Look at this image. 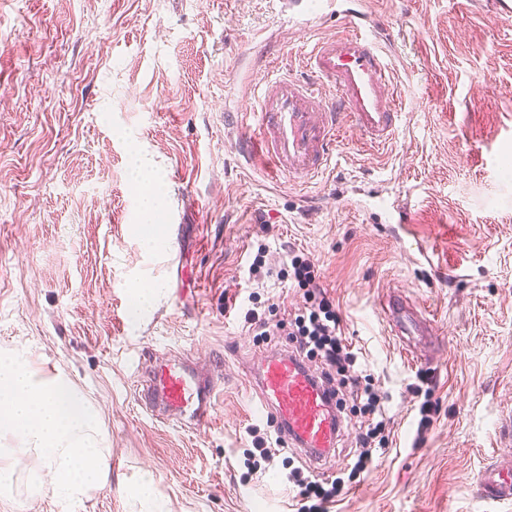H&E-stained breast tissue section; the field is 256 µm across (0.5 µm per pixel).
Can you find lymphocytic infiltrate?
<instances>
[{
  "mask_svg": "<svg viewBox=\"0 0 512 512\" xmlns=\"http://www.w3.org/2000/svg\"><path fill=\"white\" fill-rule=\"evenodd\" d=\"M292 281L303 296V305L291 321L268 322L256 310H247L246 320L259 324L264 334L289 329L296 351L303 357L320 362V377L335 387L338 406L352 405L368 418L367 430L359 437L355 461L348 467L347 477L331 479L315 475L305 467H294L286 481L297 487L303 501L301 512H328L346 484H357L369 472L376 448L386 447L390 419L371 380L365 379L357 367L358 357L344 342L336 304L330 293L321 287L320 273L308 256L291 258Z\"/></svg>",
  "mask_w": 512,
  "mask_h": 512,
  "instance_id": "1",
  "label": "lymphocytic infiltrate"
}]
</instances>
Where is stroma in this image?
<instances>
[{
  "label": "stroma",
  "instance_id": "obj_1",
  "mask_svg": "<svg viewBox=\"0 0 512 512\" xmlns=\"http://www.w3.org/2000/svg\"><path fill=\"white\" fill-rule=\"evenodd\" d=\"M491 0H368L393 34L405 94L392 143L355 132L323 177L299 186L245 162L254 87L273 66L347 28L310 22L279 0H0V350L27 348L43 374H69L112 447L109 490L75 512H148L135 487L152 471L166 512H297L291 449L245 477L247 370L290 347L244 321L303 304L291 252L314 259L345 342L384 398L396 443L330 512H512L475 497L512 411V20ZM156 181L161 243L147 249L143 195ZM400 205L403 224L380 220ZM263 253L261 276L250 275ZM161 292L140 321L135 288ZM409 297L439 329L410 355L380 301ZM227 355L211 428L190 433L137 402L132 360L207 365ZM434 407L417 441L419 400ZM24 460L0 512L26 510Z\"/></svg>",
  "mask_w": 512,
  "mask_h": 512
}]
</instances>
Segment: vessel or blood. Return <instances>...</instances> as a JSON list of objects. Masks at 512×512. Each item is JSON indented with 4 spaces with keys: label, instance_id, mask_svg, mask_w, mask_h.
<instances>
[{
    "label": "vessel or blood",
    "instance_id": "1",
    "mask_svg": "<svg viewBox=\"0 0 512 512\" xmlns=\"http://www.w3.org/2000/svg\"><path fill=\"white\" fill-rule=\"evenodd\" d=\"M363 0H321V11L341 8L350 30L315 42L305 72L281 69L261 86L258 141L272 172L306 184L328 169L336 142L354 129L373 148L392 140L402 113L390 56L378 32H367ZM384 311L406 345H429L436 326L405 298L387 299ZM257 401L251 412L273 418L278 431L313 469L326 464L342 426L331 387L317 379L294 351L274 353L250 375ZM224 393L217 370L186 359L152 365L140 398L153 416L192 431L209 428ZM480 502L512 503V469L490 464L475 480Z\"/></svg>",
    "mask_w": 512,
    "mask_h": 512
}]
</instances>
